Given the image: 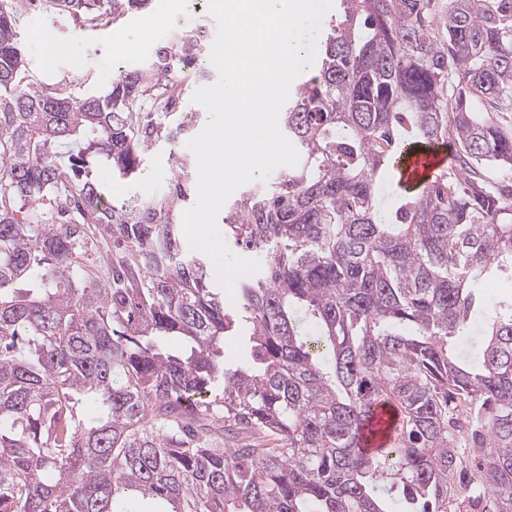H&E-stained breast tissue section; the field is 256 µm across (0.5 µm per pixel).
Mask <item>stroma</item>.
<instances>
[{
	"label": "stroma",
	"mask_w": 512,
	"mask_h": 512,
	"mask_svg": "<svg viewBox=\"0 0 512 512\" xmlns=\"http://www.w3.org/2000/svg\"><path fill=\"white\" fill-rule=\"evenodd\" d=\"M170 2L151 0L146 10L116 20L103 15L79 24L65 12L44 4L31 6L22 0L16 29L27 55L26 81L51 89L63 82L77 95L105 91L118 75L113 68L115 59H122L127 67L146 68L155 61L161 47L195 33L202 36L201 56L209 57L216 25L207 13L206 0H182L174 14L169 11ZM47 31L65 47L51 60L40 50V37ZM133 31L140 37L131 43L127 36ZM217 77L214 66L208 64L203 73L189 72L184 80L171 120L185 126L187 137L197 135L208 121L206 109L194 103L192 95L197 88L213 84ZM181 158L188 162V174H195V157L186 144L162 142L148 152L135 178L119 179L106 164L94 168L92 178L107 191L111 203L151 200L166 190Z\"/></svg>",
	"instance_id": "1"
}]
</instances>
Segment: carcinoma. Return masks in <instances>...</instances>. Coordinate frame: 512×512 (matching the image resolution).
<instances>
[{"label": "carcinoma", "mask_w": 512, "mask_h": 512, "mask_svg": "<svg viewBox=\"0 0 512 512\" xmlns=\"http://www.w3.org/2000/svg\"><path fill=\"white\" fill-rule=\"evenodd\" d=\"M200 47L104 95L47 92L0 0V512H135L130 493L163 512H448L461 411L479 460L458 512H512V294L483 295L512 288V0H339L280 113L299 164L224 217L262 260L234 310L183 248L196 183L118 207L91 179L184 135L168 92ZM444 143L448 170L400 180L404 151ZM379 405L394 439L365 451Z\"/></svg>", "instance_id": "cac0c4a2"}]
</instances>
